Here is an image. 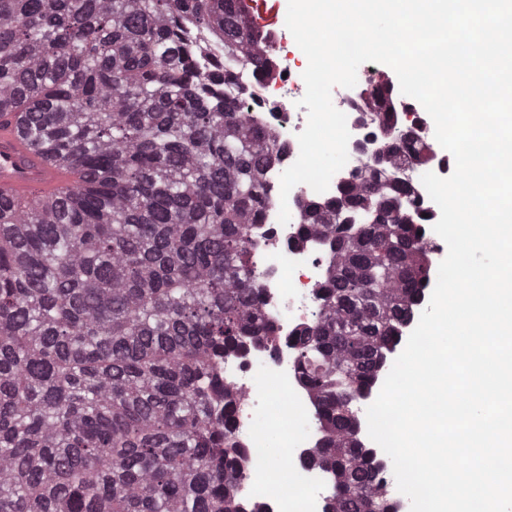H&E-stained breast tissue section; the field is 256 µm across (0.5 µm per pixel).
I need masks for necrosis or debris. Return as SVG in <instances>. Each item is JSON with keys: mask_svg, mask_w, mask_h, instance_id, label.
I'll use <instances>...</instances> for the list:
<instances>
[{"mask_svg": "<svg viewBox=\"0 0 512 512\" xmlns=\"http://www.w3.org/2000/svg\"><path fill=\"white\" fill-rule=\"evenodd\" d=\"M264 42L275 58L274 75L260 77L246 72L242 84L245 101L251 106L250 120L258 127L272 129L282 147L279 162L265 172L266 202L258 224L251 229L253 260L260 273L261 311L272 322L275 337L263 344L248 341L226 353L220 371L225 385L238 395L235 429L245 450L241 460L245 512L255 506L261 512L279 509L277 497L260 495L252 477L269 463L266 440L255 426V417L270 409L277 384L282 380L287 381L288 398L301 409L305 423L304 434L294 440L288 454V467L297 485L308 493L314 512H330L335 479L329 471L306 462L310 449L321 436V407L314 391L299 377L295 339L316 317L320 306L318 292L328 276L332 257L322 237L303 234L302 205L334 200L340 189L353 183L381 152V126L370 115L361 96L362 89L374 82L375 70L366 67L354 87L337 86L332 90L331 97L337 109L346 115L350 132L346 165L333 176L326 192H315L301 183L284 200L280 197V175L296 161L297 136L307 124V109L299 104L305 94L303 64L290 55L286 38L269 31ZM260 100L272 102L273 110L255 109V102ZM284 204L290 211V220L285 225L278 221Z\"/></svg>", "mask_w": 512, "mask_h": 512, "instance_id": "necrosis-or-debris-1", "label": "necrosis or debris"}]
</instances>
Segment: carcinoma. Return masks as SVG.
Segmentation results:
<instances>
[{
  "instance_id": "cac0c4a2",
  "label": "carcinoma",
  "mask_w": 512,
  "mask_h": 512,
  "mask_svg": "<svg viewBox=\"0 0 512 512\" xmlns=\"http://www.w3.org/2000/svg\"><path fill=\"white\" fill-rule=\"evenodd\" d=\"M245 69L274 64L240 0H0V120L22 113L84 183L23 212L0 198V512H245L219 365L274 338L247 231L281 153L243 110ZM369 88L390 161L426 163ZM410 201L375 180L304 206L333 258L296 339L332 512H390L351 403L429 282Z\"/></svg>"
}]
</instances>
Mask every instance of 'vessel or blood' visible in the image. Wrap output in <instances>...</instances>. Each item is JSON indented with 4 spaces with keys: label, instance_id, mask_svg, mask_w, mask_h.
Here are the masks:
<instances>
[{
    "label": "vessel or blood",
    "instance_id": "b4317fda",
    "mask_svg": "<svg viewBox=\"0 0 512 512\" xmlns=\"http://www.w3.org/2000/svg\"><path fill=\"white\" fill-rule=\"evenodd\" d=\"M78 186L74 174L30 146L17 121L0 123V195L24 206Z\"/></svg>",
    "mask_w": 512,
    "mask_h": 512
}]
</instances>
